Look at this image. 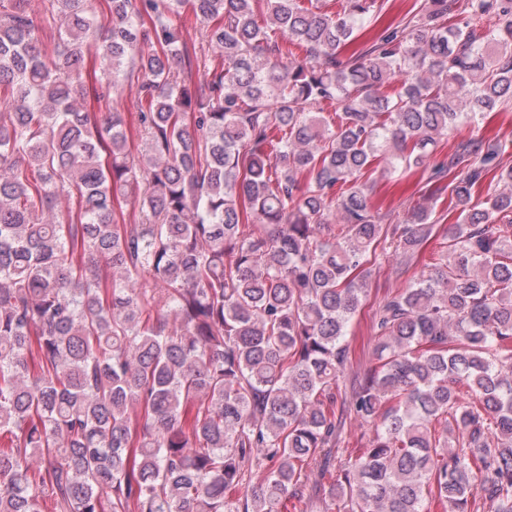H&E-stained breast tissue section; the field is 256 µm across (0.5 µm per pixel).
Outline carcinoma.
Listing matches in <instances>:
<instances>
[{
	"label": "carcinoma",
	"instance_id": "1",
	"mask_svg": "<svg viewBox=\"0 0 512 512\" xmlns=\"http://www.w3.org/2000/svg\"><path fill=\"white\" fill-rule=\"evenodd\" d=\"M26 2L0 0V512H512V165L496 139L436 159L512 101V0L395 25L378 0H47L51 51ZM124 84L133 130L84 106ZM416 168L425 202L372 210L368 172ZM447 191L445 250L341 397L372 256L422 254ZM349 417L370 433L342 450ZM183 22L184 35L189 45L194 44L198 56H205L208 63L217 64L219 61L218 50L213 49L208 43L202 42L200 37V23L189 13L184 16Z\"/></svg>",
	"mask_w": 512,
	"mask_h": 512
}]
</instances>
